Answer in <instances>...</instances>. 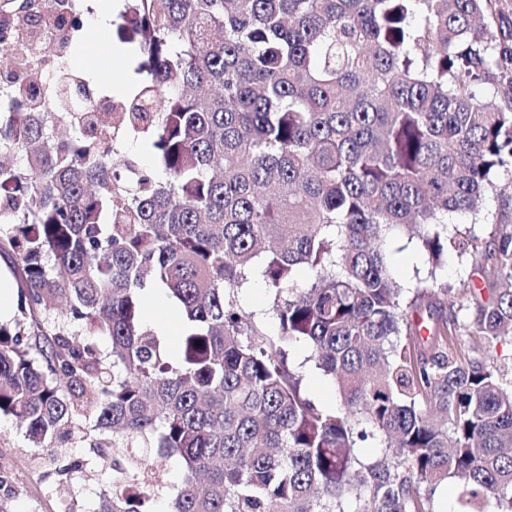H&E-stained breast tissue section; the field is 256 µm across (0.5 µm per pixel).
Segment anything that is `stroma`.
Masks as SVG:
<instances>
[{
  "label": "stroma",
  "instance_id": "stroma-1",
  "mask_svg": "<svg viewBox=\"0 0 512 512\" xmlns=\"http://www.w3.org/2000/svg\"><path fill=\"white\" fill-rule=\"evenodd\" d=\"M392 270L403 284L426 278L428 265L420 247L398 235L388 244ZM46 451L33 447L26 430L10 417H0V466L13 476L10 488L0 489V501L9 512H94L105 488L100 476L102 459L88 444L63 449L66 473H58L44 460Z\"/></svg>",
  "mask_w": 512,
  "mask_h": 512
}]
</instances>
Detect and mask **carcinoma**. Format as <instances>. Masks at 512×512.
Segmentation results:
<instances>
[{
  "label": "carcinoma",
  "mask_w": 512,
  "mask_h": 512,
  "mask_svg": "<svg viewBox=\"0 0 512 512\" xmlns=\"http://www.w3.org/2000/svg\"><path fill=\"white\" fill-rule=\"evenodd\" d=\"M501 2L123 0L120 111H72L91 90L64 66L48 112L0 79V256L17 281L0 415L53 449L94 422L112 455L96 512H157L134 490L150 454L183 465L169 512H435L450 481L456 512H512V365L496 354L512 225L486 247L448 231L512 181ZM58 8L0 0L15 24ZM397 232L432 284L393 277ZM450 252L486 260L459 303L437 287ZM257 268L272 305L247 313ZM153 288L182 320L175 352L144 323ZM308 362L337 406L307 392Z\"/></svg>",
  "instance_id": "1"
}]
</instances>
